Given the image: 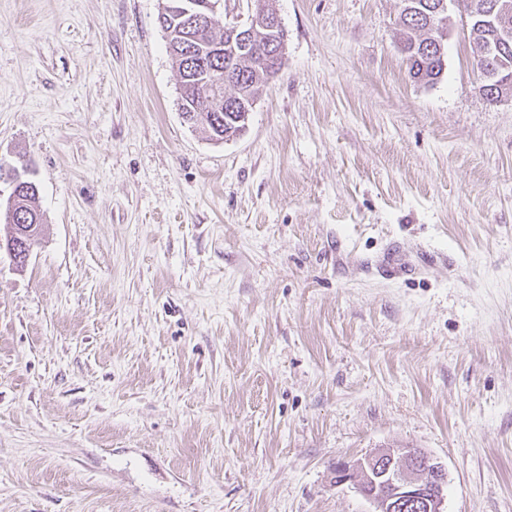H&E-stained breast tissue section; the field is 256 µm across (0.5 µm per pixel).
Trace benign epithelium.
Segmentation results:
<instances>
[{
	"instance_id": "obj_1",
	"label": "benign epithelium",
	"mask_w": 512,
	"mask_h": 512,
	"mask_svg": "<svg viewBox=\"0 0 512 512\" xmlns=\"http://www.w3.org/2000/svg\"><path fill=\"white\" fill-rule=\"evenodd\" d=\"M224 0H186L184 15L191 22L200 23L210 14L217 12ZM460 11L465 25H481L484 19H492L504 31L505 38L496 43L485 42L475 53L476 63L482 72L481 92L484 98L496 104L512 99V77L502 72L495 62L499 53L512 40V3L509 0H497L493 4H481L471 0L468 8H463L460 0H444L436 6L438 11H447L449 6ZM280 25L279 17L261 13L248 7V15L238 14L226 21L233 34L239 35L242 51L259 52L255 42V33L259 29H274ZM232 63L224 62L221 78L214 79L213 93L220 106L227 104L228 83L235 80ZM39 224H15L13 237L6 242L0 241V251L8 253L13 263L29 259L40 239ZM336 483L351 482L356 490L368 502L373 512H444L447 475L442 463L418 448L382 449L365 456L352 465H341L335 471Z\"/></svg>"
}]
</instances>
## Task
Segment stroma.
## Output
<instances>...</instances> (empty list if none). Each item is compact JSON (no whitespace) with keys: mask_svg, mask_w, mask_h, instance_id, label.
<instances>
[{"mask_svg":"<svg viewBox=\"0 0 512 512\" xmlns=\"http://www.w3.org/2000/svg\"><path fill=\"white\" fill-rule=\"evenodd\" d=\"M272 6L283 67L217 142L162 0H0V163L44 212L0 253V512H371L334 469L389 446L512 512V102L459 14L423 85L400 0ZM22 200L20 201V214L18 222L14 224L13 237L5 243L0 241V251L6 250L14 264L27 261L35 246L39 243L43 212L39 205V189L30 178L24 179ZM38 215L39 223L33 224L34 217Z\"/></svg>","mask_w":512,"mask_h":512,"instance_id":"obj_1","label":"stroma"}]
</instances>
